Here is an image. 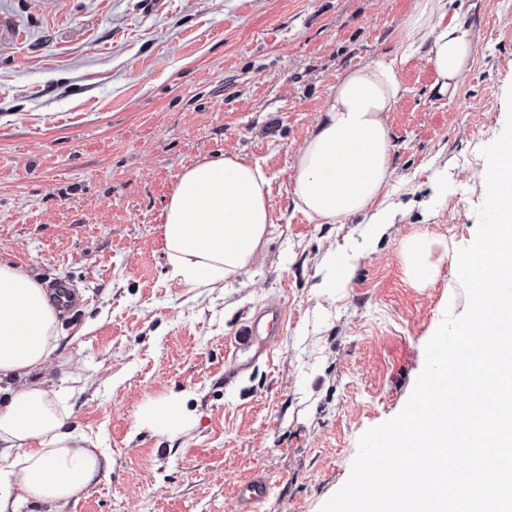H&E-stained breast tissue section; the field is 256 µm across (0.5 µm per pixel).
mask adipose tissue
I'll return each mask as SVG.
<instances>
[{"label":"adipose tissue","mask_w":512,"mask_h":512,"mask_svg":"<svg viewBox=\"0 0 512 512\" xmlns=\"http://www.w3.org/2000/svg\"><path fill=\"white\" fill-rule=\"evenodd\" d=\"M396 50L336 78L292 165L296 209L317 224L368 215L376 234L395 223L389 203L393 146L387 114L404 93L410 55L423 53L439 92L456 90L474 60L470 27L448 15V0H416L398 27ZM275 222L269 180L243 155L202 160L180 176L162 214L171 275L189 288H220L241 274ZM58 349L47 294L22 268L0 264V512L19 502H67L108 471V460L69 427L63 389L44 377ZM181 398L161 396L137 414L139 428L177 437L191 423Z\"/></svg>","instance_id":"obj_1"}]
</instances>
